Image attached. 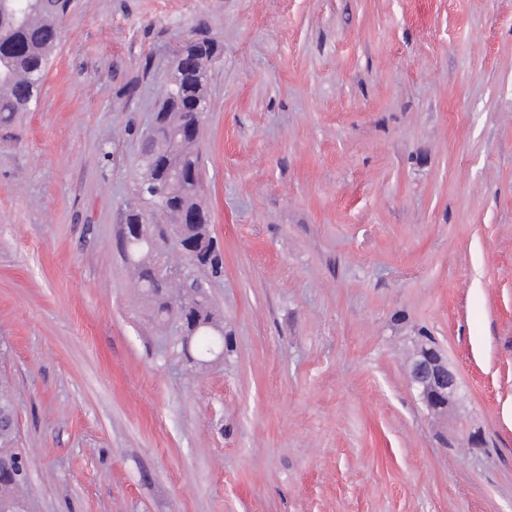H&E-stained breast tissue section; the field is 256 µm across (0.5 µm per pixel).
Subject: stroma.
<instances>
[{"instance_id": "1", "label": "stroma", "mask_w": 512, "mask_h": 512, "mask_svg": "<svg viewBox=\"0 0 512 512\" xmlns=\"http://www.w3.org/2000/svg\"><path fill=\"white\" fill-rule=\"evenodd\" d=\"M231 341L203 377L118 248L181 37ZM0 125V377L27 512H512V0H71ZM458 372L452 448L405 373Z\"/></svg>"}]
</instances>
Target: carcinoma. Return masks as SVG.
<instances>
[{
  "label": "carcinoma",
  "instance_id": "obj_1",
  "mask_svg": "<svg viewBox=\"0 0 512 512\" xmlns=\"http://www.w3.org/2000/svg\"><path fill=\"white\" fill-rule=\"evenodd\" d=\"M69 0H0V123L27 112L36 104L52 55L60 39L59 20ZM219 53L217 41L194 31L174 53L169 87L159 104L164 126H188V113L209 100V73ZM204 120L179 141L156 144L157 165L140 167L136 187L137 208L148 215L144 234L122 245L125 260H132L148 284L142 297L154 318L165 324L185 319L186 323L224 327L223 316L209 296L210 280L224 276V260L212 235L203 203V184L197 142ZM167 238L192 241L201 262L192 253L179 255L176 267L192 268L187 288L158 277L159 259L166 254L153 244ZM181 350H192L203 368L221 353L222 336L179 337ZM15 405L8 386L0 382V512H24L26 470L18 448Z\"/></svg>",
  "mask_w": 512,
  "mask_h": 512
}]
</instances>
